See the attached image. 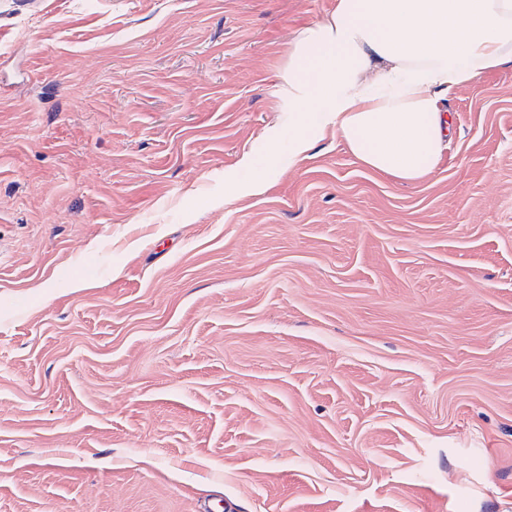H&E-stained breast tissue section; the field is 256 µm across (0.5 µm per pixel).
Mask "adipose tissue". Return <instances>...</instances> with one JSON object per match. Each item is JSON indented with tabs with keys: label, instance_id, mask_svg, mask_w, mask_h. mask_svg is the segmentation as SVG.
<instances>
[{
	"label": "adipose tissue",
	"instance_id": "ef3b65f1",
	"mask_svg": "<svg viewBox=\"0 0 512 512\" xmlns=\"http://www.w3.org/2000/svg\"><path fill=\"white\" fill-rule=\"evenodd\" d=\"M512 64V0H337L288 49V159L336 131L365 168L415 183L438 167L443 104Z\"/></svg>",
	"mask_w": 512,
	"mask_h": 512
}]
</instances>
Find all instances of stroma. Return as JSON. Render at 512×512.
<instances>
[{"instance_id": "stroma-1", "label": "stroma", "mask_w": 512, "mask_h": 512, "mask_svg": "<svg viewBox=\"0 0 512 512\" xmlns=\"http://www.w3.org/2000/svg\"><path fill=\"white\" fill-rule=\"evenodd\" d=\"M335 6L0 0V512H512V65L289 165Z\"/></svg>"}]
</instances>
